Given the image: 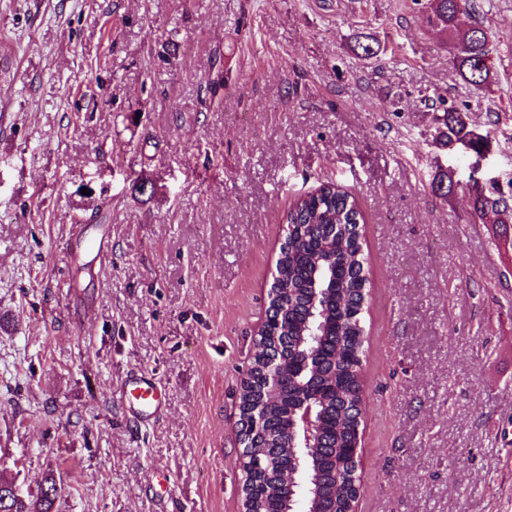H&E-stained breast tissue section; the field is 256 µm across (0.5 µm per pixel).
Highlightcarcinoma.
<instances>
[{
    "mask_svg": "<svg viewBox=\"0 0 512 512\" xmlns=\"http://www.w3.org/2000/svg\"><path fill=\"white\" fill-rule=\"evenodd\" d=\"M472 23L461 27L462 16ZM427 22L455 40L452 64L470 85L491 78L487 29L474 0H427ZM438 136L480 156L490 150V135L479 132L469 116L451 108ZM473 213L486 224H512V195L469 189ZM288 233L281 243L276 273L267 293L262 339L253 354L239 393L240 417L250 400L262 401L270 418L258 430L241 426L245 512H292L309 508L284 496V460L296 450L290 409L300 396L313 399L322 431L307 451L306 470L315 479V512H348L356 503L357 448L363 401L362 311L369 295L364 267V223L356 196L334 182H324L300 197L284 216ZM288 368V380L274 381L267 369L269 352ZM60 491L50 477L33 498L23 497L12 482L0 480V512H54Z\"/></svg>",
    "mask_w": 512,
    "mask_h": 512,
    "instance_id": "1",
    "label": "carcinoma"
}]
</instances>
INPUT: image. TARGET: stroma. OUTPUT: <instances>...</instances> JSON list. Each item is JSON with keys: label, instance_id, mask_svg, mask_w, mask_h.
I'll list each match as a JSON object with an SVG mask.
<instances>
[{"label": "stroma", "instance_id": "1", "mask_svg": "<svg viewBox=\"0 0 512 512\" xmlns=\"http://www.w3.org/2000/svg\"><path fill=\"white\" fill-rule=\"evenodd\" d=\"M479 3L483 89L422 0H0V477L59 479L57 512H244L282 218L331 180L372 283L356 512H512V251L468 203L476 162L512 192V0ZM451 106L483 160L437 141ZM135 370L166 390L142 427L112 398Z\"/></svg>", "mask_w": 512, "mask_h": 512}]
</instances>
